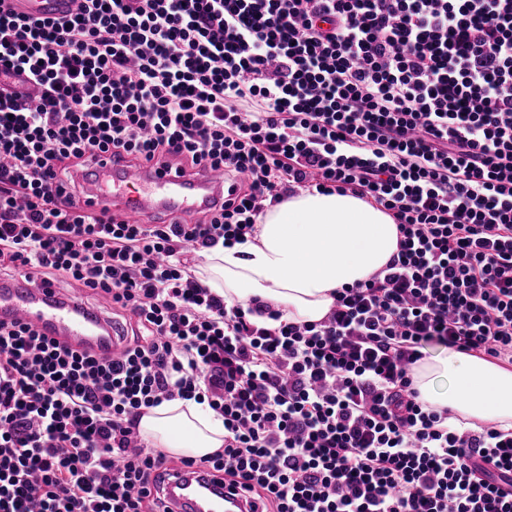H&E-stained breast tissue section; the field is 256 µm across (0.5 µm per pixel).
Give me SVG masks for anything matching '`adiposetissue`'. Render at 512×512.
<instances>
[{
    "label": "adipose tissue",
    "mask_w": 512,
    "mask_h": 512,
    "mask_svg": "<svg viewBox=\"0 0 512 512\" xmlns=\"http://www.w3.org/2000/svg\"><path fill=\"white\" fill-rule=\"evenodd\" d=\"M393 217L350 194L301 190L267 205L246 243L204 253L201 282L225 301L259 300L285 320L314 323L336 290L365 281L397 252ZM424 400L460 419L512 428V370L445 350L415 370ZM140 435L169 454L205 457L224 446V420L207 405L176 399L145 409Z\"/></svg>",
    "instance_id": "ef3b65f1"
}]
</instances>
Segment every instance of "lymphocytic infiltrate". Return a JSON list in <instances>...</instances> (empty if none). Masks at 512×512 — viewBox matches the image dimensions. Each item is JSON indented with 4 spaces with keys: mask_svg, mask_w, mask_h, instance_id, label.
Here are the masks:
<instances>
[{
    "mask_svg": "<svg viewBox=\"0 0 512 512\" xmlns=\"http://www.w3.org/2000/svg\"><path fill=\"white\" fill-rule=\"evenodd\" d=\"M0 0V269L112 299L109 360L0 322V512H160L138 433L182 399L256 512H512V430L452 426L413 369L512 361V0ZM223 170L222 206L139 224L74 197L93 157ZM352 194L398 251L316 323L226 303L193 252L266 201ZM27 1V13L40 19H56L68 15L71 0H23Z\"/></svg>",
    "mask_w": 512,
    "mask_h": 512,
    "instance_id": "1",
    "label": "lymphocytic infiltrate"
}]
</instances>
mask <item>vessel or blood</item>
Segmentation results:
<instances>
[{"instance_id": "1", "label": "vessel or blood", "mask_w": 512, "mask_h": 512, "mask_svg": "<svg viewBox=\"0 0 512 512\" xmlns=\"http://www.w3.org/2000/svg\"><path fill=\"white\" fill-rule=\"evenodd\" d=\"M27 12L40 19L68 15L70 0H27ZM85 191L95 205L108 204L132 220L143 222L158 215L174 222L184 212L224 199L223 173L203 170L196 175L148 164L131 167L115 161L95 164ZM36 272L25 268L15 278H0V320L34 326L48 340L93 354L112 356L123 349L119 326L109 325L100 308L60 298L56 289L36 285ZM212 488V481L182 465H174L166 478L172 512H249L243 496L217 491L207 500L188 495L187 487Z\"/></svg>"}]
</instances>
